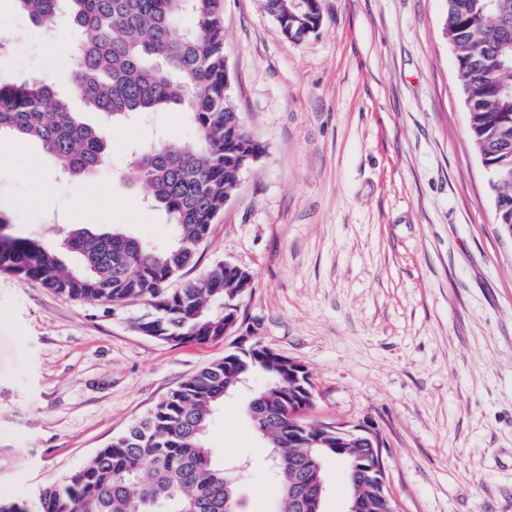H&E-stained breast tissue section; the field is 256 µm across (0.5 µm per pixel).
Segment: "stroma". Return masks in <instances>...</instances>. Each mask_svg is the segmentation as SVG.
<instances>
[{"label":"stroma","instance_id":"stroma-1","mask_svg":"<svg viewBox=\"0 0 512 512\" xmlns=\"http://www.w3.org/2000/svg\"><path fill=\"white\" fill-rule=\"evenodd\" d=\"M320 29L284 37L262 0H224L232 102L260 141L197 272L248 270L237 335L199 346L134 331L38 283L0 275V496L21 500L79 468L199 368L261 341L303 363L313 419L383 437L401 512H512V233L495 222L444 34L445 0H320ZM0 74L67 92L58 40L0 0ZM106 168L60 178L35 142L0 154L13 234L54 241L71 225L172 234L126 180L128 145L187 142L176 108L108 131ZM227 399L209 427L217 461L248 460L243 512H271L267 450Z\"/></svg>","mask_w":512,"mask_h":512}]
</instances>
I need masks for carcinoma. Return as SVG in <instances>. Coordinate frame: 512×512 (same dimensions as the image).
Segmentation results:
<instances>
[{"label": "carcinoma", "mask_w": 512, "mask_h": 512, "mask_svg": "<svg viewBox=\"0 0 512 512\" xmlns=\"http://www.w3.org/2000/svg\"><path fill=\"white\" fill-rule=\"evenodd\" d=\"M18 9L52 34L71 27L82 37L67 44L73 60L69 92L40 79L0 75V138L38 142L71 177L107 165V130L137 115L180 106L197 137L131 152L132 178L149 206L162 210L171 237L152 245L120 225L74 228L55 250L8 232L0 211V275L37 280L55 293L102 313L131 306L143 336L180 345L224 339V310L237 304L238 273L218 262L183 280L198 262L224 198L239 176L240 153L259 142L232 124L236 108L224 90L223 0H15ZM191 28L178 35L185 18ZM445 34L456 50L470 130L494 177L496 221L512 224V0H446ZM78 98L99 116L91 125L72 111ZM266 376L247 403L271 448L268 477L278 488L275 512H312L296 491L326 485L322 460L348 465L355 450L336 447V434L318 423L312 444L290 448L296 414L312 407L281 365L263 351L231 352L173 389L131 426L61 481L45 485L26 512H241L242 472L214 461L206 434L214 413L245 379ZM350 500L360 512H394L387 489L359 473L350 476Z\"/></svg>", "instance_id": "obj_1"}]
</instances>
